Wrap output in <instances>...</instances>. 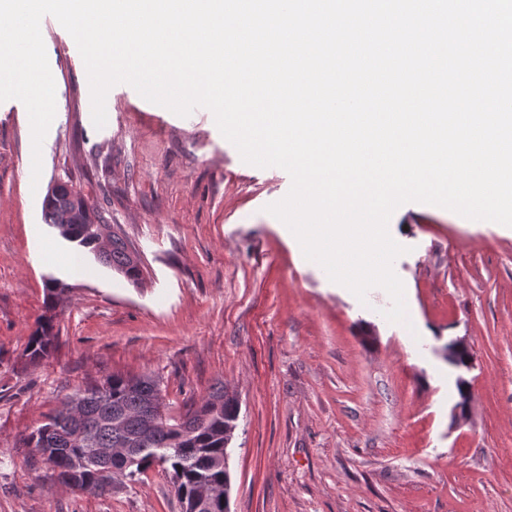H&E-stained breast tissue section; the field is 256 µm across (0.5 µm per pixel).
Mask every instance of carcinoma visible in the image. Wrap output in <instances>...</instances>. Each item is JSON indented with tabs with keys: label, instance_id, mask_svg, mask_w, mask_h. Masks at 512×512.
Here are the masks:
<instances>
[{
	"label": "carcinoma",
	"instance_id": "cac0c4a2",
	"mask_svg": "<svg viewBox=\"0 0 512 512\" xmlns=\"http://www.w3.org/2000/svg\"><path fill=\"white\" fill-rule=\"evenodd\" d=\"M70 206L79 211L81 222L63 223ZM42 212L45 223L54 226L67 241L89 250L102 264L127 279L133 282L140 279L142 270L132 261L131 245L126 237L114 232L110 245L101 246L96 228L107 224L106 217L68 184L58 183L45 195ZM46 288L45 314L23 353L26 363L32 365L50 356L57 335L51 312L69 292L68 284L53 277L48 279ZM77 395L81 400L78 416L64 422L60 410L27 438V445L42 450L46 460L54 464L59 482L67 484L76 480L85 492H106L96 451L122 448L130 442L135 448L134 460L127 466L124 477L134 481L151 466L161 465L171 475L180 503L186 505L184 512H194L193 499L199 487H230V472L221 466L224 448L231 441V437L224 435V429L237 425L239 403L224 387L213 389L180 418H168L149 433L143 429L141 411L161 397L157 380L114 374L86 386ZM116 412L124 414V423L118 429L111 425Z\"/></svg>",
	"mask_w": 512,
	"mask_h": 512
}]
</instances>
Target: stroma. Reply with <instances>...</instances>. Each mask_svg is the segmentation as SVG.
<instances>
[{"mask_svg":"<svg viewBox=\"0 0 512 512\" xmlns=\"http://www.w3.org/2000/svg\"><path fill=\"white\" fill-rule=\"evenodd\" d=\"M41 33L57 109L40 178L24 105L0 103V512H182L161 467L87 494L25 443L117 373L158 380L174 415L218 386L236 396L230 512H512V231L402 205L388 230L407 249L394 270L410 322H389L383 289L359 301L265 212L286 171L244 163L210 110L188 121L126 84L95 128L75 41L51 16ZM58 182L121 227L140 283L44 223ZM51 274L71 290L52 356L30 366ZM462 336L474 362L456 419L461 373L442 349Z\"/></svg>","mask_w":512,"mask_h":512,"instance_id":"1","label":"stroma"}]
</instances>
